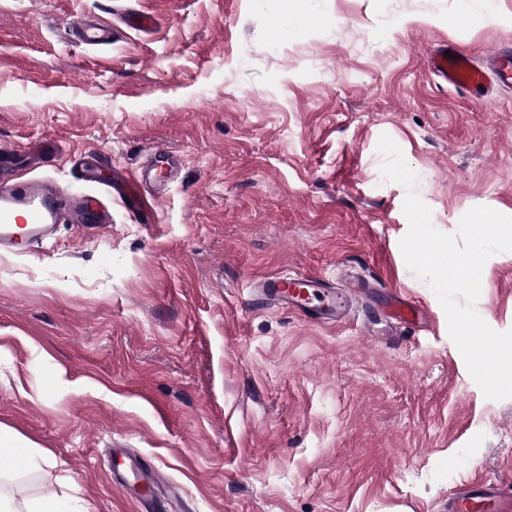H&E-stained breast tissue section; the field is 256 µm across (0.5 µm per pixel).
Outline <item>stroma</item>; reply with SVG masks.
Instances as JSON below:
<instances>
[{
	"instance_id": "obj_1",
	"label": "stroma",
	"mask_w": 512,
	"mask_h": 512,
	"mask_svg": "<svg viewBox=\"0 0 512 512\" xmlns=\"http://www.w3.org/2000/svg\"><path fill=\"white\" fill-rule=\"evenodd\" d=\"M74 20L117 34L84 45ZM448 43L512 47V0H0V164L26 174L52 140L30 172L64 195L94 193L84 158L154 177L148 209L116 198L107 227L0 252V425L59 462L0 495L141 512L116 448L162 473L166 512H443L461 483L512 481V398L484 396L407 267L408 190L377 150L401 148L442 232L512 215V88L448 91L426 62ZM282 272L371 290L317 324L256 301ZM475 308L512 329V252Z\"/></svg>"
}]
</instances>
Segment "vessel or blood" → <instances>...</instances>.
<instances>
[{
    "label": "vessel or blood",
    "mask_w": 512,
    "mask_h": 512,
    "mask_svg": "<svg viewBox=\"0 0 512 512\" xmlns=\"http://www.w3.org/2000/svg\"><path fill=\"white\" fill-rule=\"evenodd\" d=\"M72 29L87 44L100 45L112 38L109 28L93 23L76 21ZM428 58L431 71L455 92H477L492 80L512 85L511 52H490V67L486 70L477 67L470 55L454 44L437 47ZM66 217L92 229L112 221L106 197L87 195L74 205L50 179L17 176L0 180L1 251H16L23 242H42ZM255 290L263 302L296 310L310 319L335 323L362 305L366 285L351 282L336 291L319 288L317 280L307 275H273L259 278ZM112 458L113 484L132 500L151 501L154 487L162 480L160 472L145 468L120 448L113 449ZM448 512H512V487L498 482L460 485L448 497Z\"/></svg>",
    "instance_id": "obj_1"
}]
</instances>
